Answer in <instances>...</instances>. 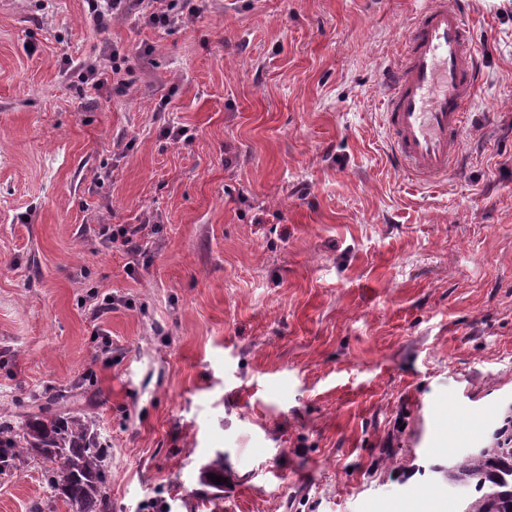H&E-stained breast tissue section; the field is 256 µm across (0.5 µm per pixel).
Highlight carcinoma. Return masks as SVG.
I'll return each mask as SVG.
<instances>
[{
	"instance_id": "cac0c4a2",
	"label": "carcinoma",
	"mask_w": 512,
	"mask_h": 512,
	"mask_svg": "<svg viewBox=\"0 0 512 512\" xmlns=\"http://www.w3.org/2000/svg\"><path fill=\"white\" fill-rule=\"evenodd\" d=\"M23 459L38 462L50 500H61L71 512H112V471L106 464L91 413L55 408L30 395L22 424L0 413V474L8 475ZM224 476V456L212 458L202 480ZM448 484L468 494L462 512H512V446L496 441L448 460ZM224 487V484L217 485Z\"/></svg>"
}]
</instances>
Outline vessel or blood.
Masks as SVG:
<instances>
[{
	"instance_id": "obj_1",
	"label": "vessel or blood",
	"mask_w": 512,
	"mask_h": 512,
	"mask_svg": "<svg viewBox=\"0 0 512 512\" xmlns=\"http://www.w3.org/2000/svg\"><path fill=\"white\" fill-rule=\"evenodd\" d=\"M386 82L392 156L415 180L447 179L481 81L477 51L459 0H429L405 33Z\"/></svg>"
}]
</instances>
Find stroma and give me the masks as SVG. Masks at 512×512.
Instances as JSON below:
<instances>
[{
  "label": "stroma",
  "instance_id": "1",
  "mask_svg": "<svg viewBox=\"0 0 512 512\" xmlns=\"http://www.w3.org/2000/svg\"><path fill=\"white\" fill-rule=\"evenodd\" d=\"M464 2L482 81L422 185L382 95L425 0H206L171 32L0 0V410L85 384L112 512H460L434 468L512 408V0ZM107 45L125 92L69 67ZM45 498L35 462L0 478V512ZM143 228L141 224H108L102 227L99 234L105 242L120 240L125 245L131 243Z\"/></svg>",
  "mask_w": 512,
  "mask_h": 512
}]
</instances>
